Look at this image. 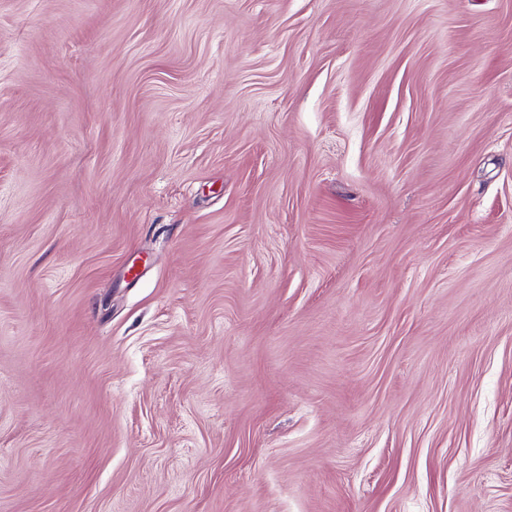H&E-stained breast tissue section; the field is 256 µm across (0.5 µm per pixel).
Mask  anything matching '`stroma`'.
<instances>
[{
  "label": "stroma",
  "instance_id": "obj_1",
  "mask_svg": "<svg viewBox=\"0 0 512 512\" xmlns=\"http://www.w3.org/2000/svg\"><path fill=\"white\" fill-rule=\"evenodd\" d=\"M0 512H512V0H0Z\"/></svg>",
  "mask_w": 512,
  "mask_h": 512
}]
</instances>
